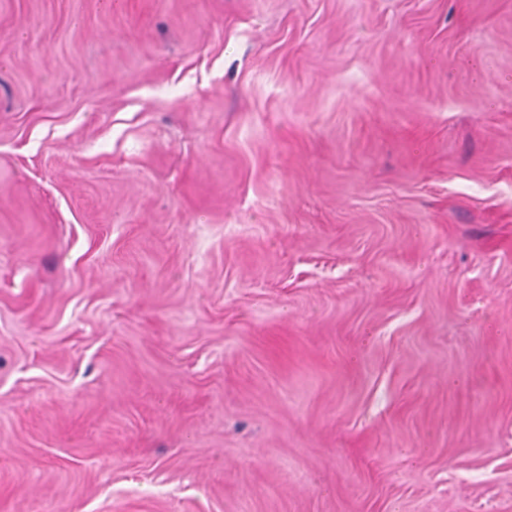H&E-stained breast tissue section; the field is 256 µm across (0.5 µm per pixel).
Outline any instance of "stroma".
Returning <instances> with one entry per match:
<instances>
[{"label":"stroma","mask_w":512,"mask_h":512,"mask_svg":"<svg viewBox=\"0 0 512 512\" xmlns=\"http://www.w3.org/2000/svg\"><path fill=\"white\" fill-rule=\"evenodd\" d=\"M0 512H512V0H0Z\"/></svg>","instance_id":"35a3bbf8"}]
</instances>
